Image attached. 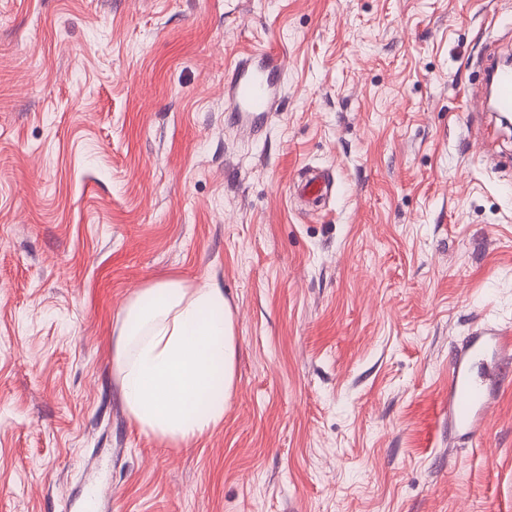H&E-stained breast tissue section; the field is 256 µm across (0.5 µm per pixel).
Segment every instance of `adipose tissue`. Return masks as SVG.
Wrapping results in <instances>:
<instances>
[{"label":"adipose tissue","instance_id":"adipose-tissue-1","mask_svg":"<svg viewBox=\"0 0 512 512\" xmlns=\"http://www.w3.org/2000/svg\"><path fill=\"white\" fill-rule=\"evenodd\" d=\"M236 357L233 313L222 289L173 280L135 294L112 350L131 423L174 447L223 421Z\"/></svg>","mask_w":512,"mask_h":512}]
</instances>
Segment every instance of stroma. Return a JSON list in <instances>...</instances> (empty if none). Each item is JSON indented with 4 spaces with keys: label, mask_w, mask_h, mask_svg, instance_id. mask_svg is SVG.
<instances>
[{
    "label": "stroma",
    "mask_w": 512,
    "mask_h": 512,
    "mask_svg": "<svg viewBox=\"0 0 512 512\" xmlns=\"http://www.w3.org/2000/svg\"><path fill=\"white\" fill-rule=\"evenodd\" d=\"M281 95L230 117L234 62ZM512 0H0V512H512V386L448 436V354L512 331ZM327 170L306 210L297 183ZM222 288L224 420L127 417L134 293ZM278 55L272 51L252 54L238 62L231 72L228 98L234 120L256 124L276 103ZM494 78L493 112L497 114H512V69L511 67L494 65L488 78Z\"/></svg>",
    "instance_id": "35a3bbf8"
}]
</instances>
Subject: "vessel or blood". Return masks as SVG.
<instances>
[{"label": "vessel or blood", "mask_w": 512, "mask_h": 512, "mask_svg": "<svg viewBox=\"0 0 512 512\" xmlns=\"http://www.w3.org/2000/svg\"><path fill=\"white\" fill-rule=\"evenodd\" d=\"M278 55L264 51L238 62L231 72L228 98L234 119L256 124L271 111L277 94ZM493 110L512 114V69L494 65ZM333 181L327 172L309 174L304 190L312 202L331 191ZM512 364V333L496 328L471 337L448 357V432L475 438L487 410L499 399L497 385Z\"/></svg>", "instance_id": "b4317fda"}]
</instances>
